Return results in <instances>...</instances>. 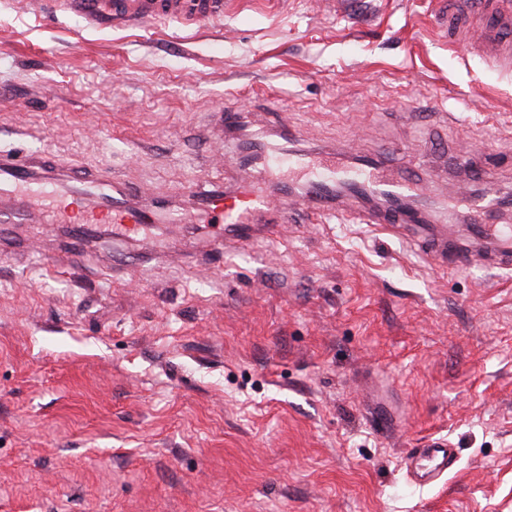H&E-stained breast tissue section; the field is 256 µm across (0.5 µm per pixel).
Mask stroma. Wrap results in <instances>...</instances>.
<instances>
[{"label": "stroma", "mask_w": 512, "mask_h": 512, "mask_svg": "<svg viewBox=\"0 0 512 512\" xmlns=\"http://www.w3.org/2000/svg\"><path fill=\"white\" fill-rule=\"evenodd\" d=\"M0 0V152L168 191L141 237L17 224L0 255V512H512V269L440 268L373 224L302 216L196 259L179 187L255 176L219 116L342 164L385 156L466 240L461 188L512 194V74L449 46L444 0H244L187 28ZM455 469L410 483L405 449ZM407 476L418 485H429L451 472L457 463L456 449L445 439H430L404 456Z\"/></svg>", "instance_id": "obj_1"}]
</instances>
